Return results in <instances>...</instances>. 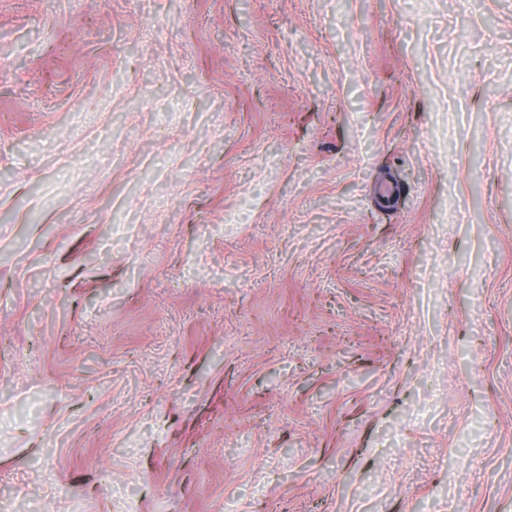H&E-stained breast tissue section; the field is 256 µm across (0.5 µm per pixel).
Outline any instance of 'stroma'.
I'll use <instances>...</instances> for the list:
<instances>
[{"instance_id": "35a3bbf8", "label": "stroma", "mask_w": 512, "mask_h": 512, "mask_svg": "<svg viewBox=\"0 0 512 512\" xmlns=\"http://www.w3.org/2000/svg\"><path fill=\"white\" fill-rule=\"evenodd\" d=\"M0 512H512V0H0Z\"/></svg>"}]
</instances>
